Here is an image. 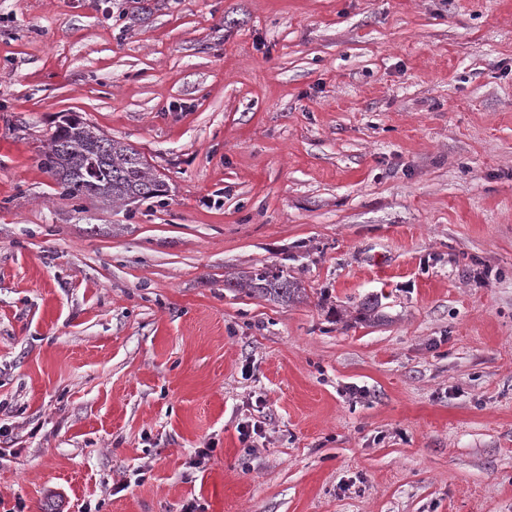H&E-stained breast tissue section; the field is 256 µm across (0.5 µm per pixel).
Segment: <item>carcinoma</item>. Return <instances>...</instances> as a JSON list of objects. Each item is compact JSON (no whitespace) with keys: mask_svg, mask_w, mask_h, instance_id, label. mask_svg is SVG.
I'll list each match as a JSON object with an SVG mask.
<instances>
[{"mask_svg":"<svg viewBox=\"0 0 512 512\" xmlns=\"http://www.w3.org/2000/svg\"><path fill=\"white\" fill-rule=\"evenodd\" d=\"M42 165L55 178L62 194L71 199L127 207L165 195L161 174L139 151L79 118L58 125L43 153ZM225 285L282 304L303 297L296 280L268 264L228 279Z\"/></svg>","mask_w":512,"mask_h":512,"instance_id":"cac0c4a2","label":"carcinoma"}]
</instances>
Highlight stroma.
<instances>
[{"instance_id": "obj_1", "label": "stroma", "mask_w": 512, "mask_h": 512, "mask_svg": "<svg viewBox=\"0 0 512 512\" xmlns=\"http://www.w3.org/2000/svg\"><path fill=\"white\" fill-rule=\"evenodd\" d=\"M124 3L0 0V512H512V0ZM42 165L70 199L139 205L165 195L158 171L134 149L79 118L58 125ZM224 285L234 290L245 291L254 297L282 304L300 300L305 290L296 280L288 278L283 269L268 264H262L241 276L227 279Z\"/></svg>"}]
</instances>
